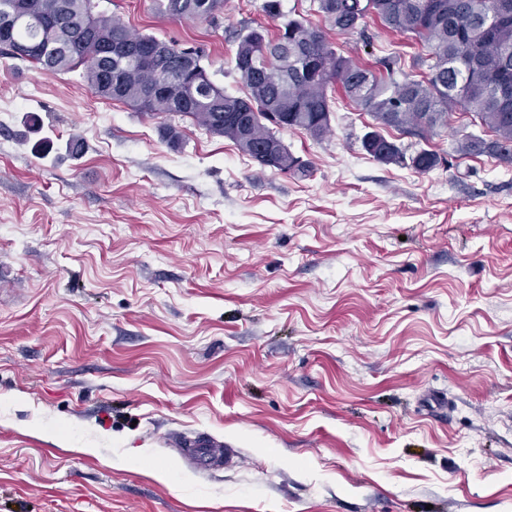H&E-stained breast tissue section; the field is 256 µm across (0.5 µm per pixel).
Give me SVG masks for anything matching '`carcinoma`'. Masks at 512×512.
<instances>
[{"mask_svg":"<svg viewBox=\"0 0 512 512\" xmlns=\"http://www.w3.org/2000/svg\"><path fill=\"white\" fill-rule=\"evenodd\" d=\"M313 11L338 34L359 33L373 16L395 34L422 45L405 64L397 52L373 70L337 52L325 31L290 18L281 0H268L267 15L277 33L252 28L237 39L233 64L246 95L227 94L213 78L193 83L179 97L181 52L174 40H161L129 28L123 19L98 9L96 0H0V59H19L49 70L82 77L99 96L122 102L151 118L187 117L207 132L223 136L241 151L266 146L285 129L302 130L315 140L330 132V95L340 89L356 111L401 135L428 140L448 127L461 106L490 138L469 134L456 142L457 158L487 157L512 165V0H312ZM224 0H155L157 12L172 19L203 20ZM55 15L52 23L45 15ZM161 47L150 63L138 61L141 47ZM29 53L16 56V46ZM252 114L247 140L226 124V114ZM362 147L374 160L412 166L426 173L440 164L438 152L421 149L411 157L378 131ZM288 174L305 179L310 165L288 153Z\"/></svg>","mask_w":512,"mask_h":512,"instance_id":"1","label":"carcinoma"}]
</instances>
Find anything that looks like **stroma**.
Returning <instances> with one entry per match:
<instances>
[{
    "instance_id": "35a3bbf8",
    "label": "stroma",
    "mask_w": 512,
    "mask_h": 512,
    "mask_svg": "<svg viewBox=\"0 0 512 512\" xmlns=\"http://www.w3.org/2000/svg\"><path fill=\"white\" fill-rule=\"evenodd\" d=\"M263 3L217 29L111 9L205 45L241 97ZM367 28L338 53L420 50ZM331 108L324 141L279 133L301 180L187 118L169 144L80 73L0 66V512H512V167L456 159L483 132L459 107L427 173ZM196 433L232 463L196 471ZM362 147L370 157L384 164L400 165L406 160V150L379 131L367 133Z\"/></svg>"
}]
</instances>
